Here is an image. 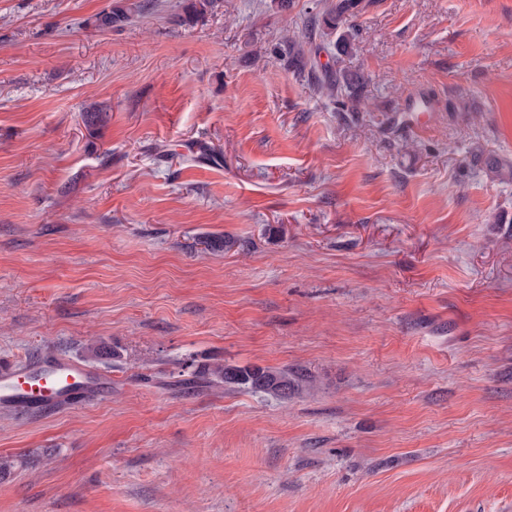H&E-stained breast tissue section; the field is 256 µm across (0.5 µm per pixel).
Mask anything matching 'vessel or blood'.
<instances>
[{"mask_svg":"<svg viewBox=\"0 0 512 512\" xmlns=\"http://www.w3.org/2000/svg\"><path fill=\"white\" fill-rule=\"evenodd\" d=\"M106 381L86 365L58 356L19 363L0 360V407L43 411L62 403L81 404L105 397Z\"/></svg>","mask_w":512,"mask_h":512,"instance_id":"1","label":"vessel or blood"}]
</instances>
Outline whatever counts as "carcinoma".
Listing matches in <instances>:
<instances>
[{
    "instance_id": "carcinoma-1",
    "label": "carcinoma",
    "mask_w": 512,
    "mask_h": 512,
    "mask_svg": "<svg viewBox=\"0 0 512 512\" xmlns=\"http://www.w3.org/2000/svg\"><path fill=\"white\" fill-rule=\"evenodd\" d=\"M361 0H334L322 16H312L307 20L305 33L310 35L320 26L336 29L340 24L353 25ZM146 3H118L95 15L93 24L99 29H108L128 21L132 14L147 9ZM348 88L352 89L350 111L359 112L364 108L362 95V78L359 76L344 78ZM108 121V113L97 104H90L83 110V122L86 129L94 133ZM214 376L224 385L247 389L254 393H264L275 398L287 400L299 393L310 383L309 376L296 370L262 368L259 366H237L214 364L201 367L195 377L201 381L207 376Z\"/></svg>"
}]
</instances>
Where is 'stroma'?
Listing matches in <instances>:
<instances>
[{
    "label": "stroma",
    "instance_id": "1",
    "mask_svg": "<svg viewBox=\"0 0 512 512\" xmlns=\"http://www.w3.org/2000/svg\"><path fill=\"white\" fill-rule=\"evenodd\" d=\"M149 2L0 0V357L112 379L0 410V512H512V0H362L303 68L324 0ZM146 3H117L108 10H103L95 15L92 23L99 29H108L128 21L133 13H141L147 9ZM209 375L224 382L226 386L264 393L282 400L292 398L311 381L308 375L296 370L220 363L203 365L195 377L206 381Z\"/></svg>",
    "mask_w": 512,
    "mask_h": 512
}]
</instances>
